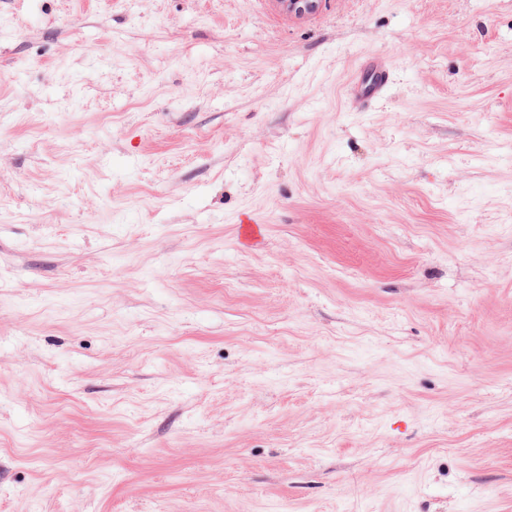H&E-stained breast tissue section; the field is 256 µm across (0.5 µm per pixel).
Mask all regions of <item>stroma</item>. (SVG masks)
<instances>
[{
	"mask_svg": "<svg viewBox=\"0 0 512 512\" xmlns=\"http://www.w3.org/2000/svg\"><path fill=\"white\" fill-rule=\"evenodd\" d=\"M0 512H512V0H0ZM392 67L382 57L367 58L357 69L347 89L356 112H370L381 101L392 79Z\"/></svg>",
	"mask_w": 512,
	"mask_h": 512,
	"instance_id": "obj_1",
	"label": "stroma"
}]
</instances>
